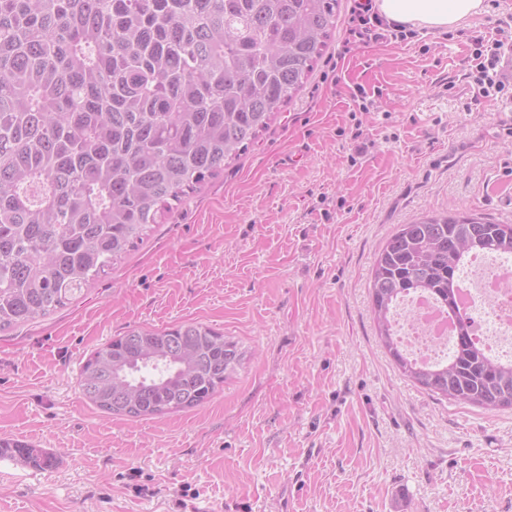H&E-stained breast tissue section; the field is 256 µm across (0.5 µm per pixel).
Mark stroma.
Here are the masks:
<instances>
[{
	"mask_svg": "<svg viewBox=\"0 0 512 512\" xmlns=\"http://www.w3.org/2000/svg\"><path fill=\"white\" fill-rule=\"evenodd\" d=\"M461 28L334 40L303 89L106 275L0 333V512H512V409L405 380L368 282L386 238L430 210L512 224V0ZM368 111H360L361 103ZM196 321L245 359L204 406L113 417L78 389L92 350ZM4 453H10L13 456H17L24 462L41 469H49L55 465V458L53 455L34 448L24 442L17 440L1 437L0 438V455Z\"/></svg>",
	"mask_w": 512,
	"mask_h": 512,
	"instance_id": "1",
	"label": "stroma"
}]
</instances>
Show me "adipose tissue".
<instances>
[{
    "label": "adipose tissue",
    "mask_w": 512,
    "mask_h": 512,
    "mask_svg": "<svg viewBox=\"0 0 512 512\" xmlns=\"http://www.w3.org/2000/svg\"><path fill=\"white\" fill-rule=\"evenodd\" d=\"M372 7L393 24L448 31L481 14L484 0H373Z\"/></svg>",
    "instance_id": "obj_1"
}]
</instances>
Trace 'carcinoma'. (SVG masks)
Instances as JSON below:
<instances>
[{
    "label": "carcinoma",
    "instance_id": "carcinoma-1",
    "mask_svg": "<svg viewBox=\"0 0 512 512\" xmlns=\"http://www.w3.org/2000/svg\"><path fill=\"white\" fill-rule=\"evenodd\" d=\"M339 0H0V332L69 303L270 126L313 73ZM512 255V224L449 211L402 224L371 280L378 336L414 384L512 408V361L490 357L459 306L473 256ZM430 295L451 354L413 360L399 301ZM243 353L198 322L134 327L82 366V395L132 418L198 407ZM41 469L53 455L1 437Z\"/></svg>",
    "mask_w": 512,
    "mask_h": 512
}]
</instances>
